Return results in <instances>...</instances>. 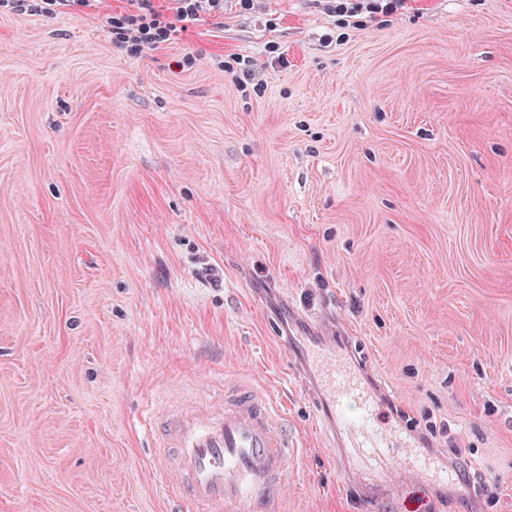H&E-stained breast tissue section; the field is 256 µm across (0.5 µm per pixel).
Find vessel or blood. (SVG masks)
I'll use <instances>...</instances> for the list:
<instances>
[{"mask_svg": "<svg viewBox=\"0 0 512 512\" xmlns=\"http://www.w3.org/2000/svg\"><path fill=\"white\" fill-rule=\"evenodd\" d=\"M319 408L335 421L355 467L395 457L396 437L380 424L372 390L340 359L333 344L313 348ZM164 494L186 512H247L263 495L275 506L295 451L279 403L243 382L221 384L211 405L168 420L164 402L145 409Z\"/></svg>", "mask_w": 512, "mask_h": 512, "instance_id": "1", "label": "vessel or blood"}]
</instances>
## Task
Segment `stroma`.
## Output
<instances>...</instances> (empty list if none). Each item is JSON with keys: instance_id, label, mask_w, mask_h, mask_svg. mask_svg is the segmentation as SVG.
Masks as SVG:
<instances>
[{"instance_id": "obj_1", "label": "stroma", "mask_w": 512, "mask_h": 512, "mask_svg": "<svg viewBox=\"0 0 512 512\" xmlns=\"http://www.w3.org/2000/svg\"><path fill=\"white\" fill-rule=\"evenodd\" d=\"M253 3L147 57L0 14V512H181L145 402L242 377L302 443L285 512H470L447 445L343 464L289 346L330 333L512 512V0ZM401 1L404 0H371L367 5L364 7L362 4L361 7V1L356 0L355 3L351 1L349 3V0H326V2H333V4H328L327 9L331 12L338 14V16L343 17H354L356 14L361 10V8L370 9L369 13H387L389 11H392L394 9H397L398 6L402 7ZM386 2V3H381ZM341 14V15H340Z\"/></svg>"}]
</instances>
